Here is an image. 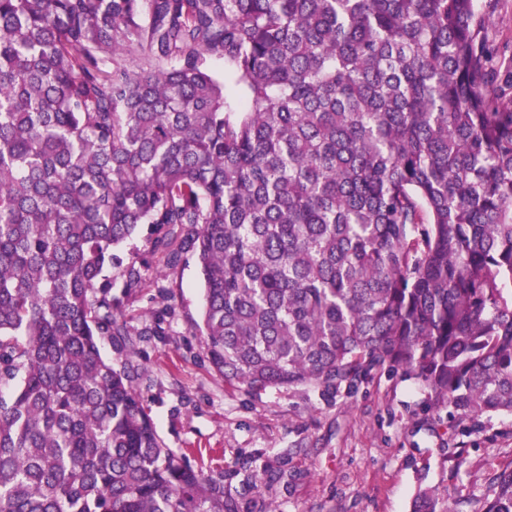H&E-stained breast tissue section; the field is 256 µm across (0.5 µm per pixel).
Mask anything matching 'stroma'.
Returning a JSON list of instances; mask_svg holds the SVG:
<instances>
[{"label":"stroma","instance_id":"stroma-1","mask_svg":"<svg viewBox=\"0 0 512 512\" xmlns=\"http://www.w3.org/2000/svg\"><path fill=\"white\" fill-rule=\"evenodd\" d=\"M495 85L512 96V0H476ZM202 305L194 259L164 269L156 285L125 301L131 342L143 368L139 389L168 448L204 471L224 474V488L249 512H410L422 490L439 512L449 498L481 512L493 468L512 463V416L480 421L465 437L435 409L429 391L402 373L382 374L350 397L269 388L256 395L230 388L207 359L195 326ZM158 335L140 337L146 324ZM465 451L456 472L450 456ZM287 466L288 481L254 486L253 469Z\"/></svg>","mask_w":512,"mask_h":512}]
</instances>
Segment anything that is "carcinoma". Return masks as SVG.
<instances>
[{
    "mask_svg": "<svg viewBox=\"0 0 512 512\" xmlns=\"http://www.w3.org/2000/svg\"><path fill=\"white\" fill-rule=\"evenodd\" d=\"M483 29L475 0H0V512H241L139 396L151 263L117 250L144 224L164 266L195 257L228 385L401 369L512 416V98ZM484 512H512V463Z\"/></svg>",
    "mask_w": 512,
    "mask_h": 512,
    "instance_id": "1",
    "label": "carcinoma"
}]
</instances>
